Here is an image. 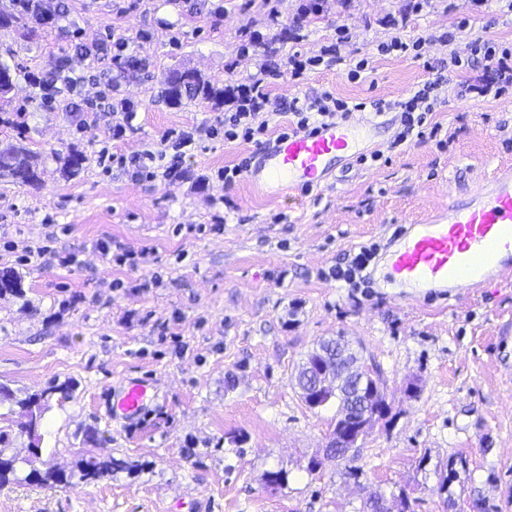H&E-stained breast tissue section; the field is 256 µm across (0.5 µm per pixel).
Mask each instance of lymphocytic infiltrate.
I'll use <instances>...</instances> for the list:
<instances>
[{"mask_svg":"<svg viewBox=\"0 0 512 512\" xmlns=\"http://www.w3.org/2000/svg\"><path fill=\"white\" fill-rule=\"evenodd\" d=\"M469 47L470 57L463 59L452 56L450 66L440 67L434 80L424 83L403 100L374 99L351 104L327 91L293 98L289 105L292 120L288 128L294 132L308 131L319 124L370 110L379 114H397L400 130L391 143L392 148H400L416 137H436L441 126L433 120L434 106L445 87H454L457 98L461 100L467 99L472 93L483 97H497L512 88V52L496 51L491 41L479 36L471 39ZM478 67L491 70V78L477 82L457 79V69ZM263 83V78L258 77L252 85L234 89L228 100L232 110L225 113L223 128H211V135L220 134L225 141L232 142L238 139L247 141L265 134L269 123L265 121L264 115L269 111L270 97L265 92Z\"/></svg>","mask_w":512,"mask_h":512,"instance_id":"obj_1","label":"lymphocytic infiltrate"}]
</instances>
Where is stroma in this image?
<instances>
[{
	"label": "stroma",
	"instance_id": "obj_1",
	"mask_svg": "<svg viewBox=\"0 0 512 512\" xmlns=\"http://www.w3.org/2000/svg\"><path fill=\"white\" fill-rule=\"evenodd\" d=\"M297 0H44L54 23L31 38L0 31V61L18 75L0 107V142L35 155L38 187L0 182V272H15L21 294H0V384L17 395L75 384L53 396L41 429L37 467L74 470L85 457H112L121 469L82 489L26 482L27 435L13 433L18 482L0 490V512H362L366 490L404 492L415 512H448L436 467L463 455L454 483L458 512L481 491L512 512V281L444 298L375 280L367 290L327 278L345 253L374 243L386 249L397 228L465 200L469 188L512 166V92L458 100L448 94L433 117L453 134L447 148L414 141L392 151L391 115L377 117V148L388 162L341 161L328 187L281 200L255 192L247 178L225 187L217 172L258 160L288 124L269 123L262 143L210 137L224 106L161 99L163 76L186 65L216 86L226 69L235 83L264 71L273 101L327 90L355 103L397 100L433 74L423 62L378 53L388 20L406 38L455 28L512 44V18L471 0H325L319 16L294 24ZM369 59L360 80L348 62L317 66L302 78L288 56L319 55L336 29ZM293 27L287 43L281 29ZM260 37L248 53L239 47ZM467 35L432 45L427 58L466 55ZM96 52L85 60L82 48ZM139 60L117 70L113 55ZM68 62L85 82L48 101L37 79ZM136 117L121 139L112 104ZM188 131L193 142L166 140L161 175L136 182L97 162L101 150L130 155ZM82 169L64 171L69 151ZM109 241L103 255L100 241ZM50 243L78 264L32 260L5 242ZM139 253L138 267L116 255ZM342 336L361 354L388 406L386 419L356 447L360 481L323 457L335 406L312 409L293 374L322 339ZM158 390L132 424L110 419L103 395L129 378ZM321 460L310 470L311 460ZM283 470L284 485L266 475Z\"/></svg>",
	"mask_w": 512,
	"mask_h": 512
}]
</instances>
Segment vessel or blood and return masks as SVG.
<instances>
[{"label": "vessel or blood", "mask_w": 512, "mask_h": 512, "mask_svg": "<svg viewBox=\"0 0 512 512\" xmlns=\"http://www.w3.org/2000/svg\"><path fill=\"white\" fill-rule=\"evenodd\" d=\"M371 141V126L363 118L332 121L278 139L249 176L266 194L285 199L324 186L336 160L360 156ZM384 269L389 281L429 291L472 292L512 277V169H499L466 201L442 207L421 223L402 228ZM150 394V385L129 383L120 390L111 411L136 418Z\"/></svg>", "instance_id": "obj_1"}]
</instances>
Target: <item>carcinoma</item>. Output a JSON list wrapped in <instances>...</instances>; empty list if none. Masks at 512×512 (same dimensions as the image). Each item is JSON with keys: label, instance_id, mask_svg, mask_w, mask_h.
Segmentation results:
<instances>
[{"label": "carcinoma", "instance_id": "cac0c4a2", "mask_svg": "<svg viewBox=\"0 0 512 512\" xmlns=\"http://www.w3.org/2000/svg\"><path fill=\"white\" fill-rule=\"evenodd\" d=\"M54 20V15L43 7V0H10L9 8L0 10V29H11L22 39L29 38L32 33L31 23L47 24ZM162 96L170 105H181L183 102H217L224 99V89L215 87L204 79L196 70L191 68H173L165 74L162 80ZM12 183L36 186L40 183L35 157L25 148L14 144L0 146V180ZM339 337L323 339L316 348L309 352L304 362L316 363L323 358L336 359V343ZM296 384L299 389L308 392L306 404L312 408H322L335 402L341 403L342 397L336 392L318 394L315 392L316 376L314 372L303 370L296 374ZM73 392L70 385L50 386L39 394H31L19 399L14 392L0 386V397L18 406L22 420L18 430L30 439L29 447L32 457L26 459L31 466L25 480L42 487L88 485L104 477L112 475L121 463L108 457L98 458L89 456L80 461L77 470L65 471L60 468L48 467L39 469L34 466V460L39 458L42 434L40 429L50 397L59 393L67 399ZM376 413L375 421L386 418L388 410L383 396H378L376 405L357 408L348 407V418L360 416L364 410ZM11 445V431L0 426V487L17 480V457L7 453ZM467 459L461 455L451 456L446 466L440 469L439 491L446 495L447 504L454 503L452 485L460 478V472L467 471Z\"/></svg>", "mask_w": 512, "mask_h": 512}]
</instances>
